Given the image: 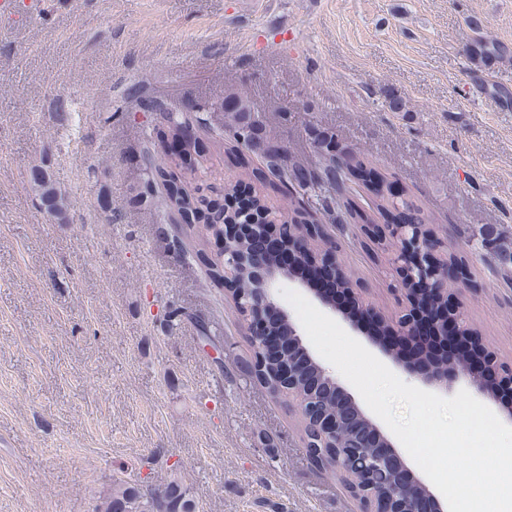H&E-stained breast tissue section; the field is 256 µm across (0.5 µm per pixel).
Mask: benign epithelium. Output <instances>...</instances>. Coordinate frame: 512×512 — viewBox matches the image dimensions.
<instances>
[{"instance_id":"7a95c632","label":"benign epithelium","mask_w":512,"mask_h":512,"mask_svg":"<svg viewBox=\"0 0 512 512\" xmlns=\"http://www.w3.org/2000/svg\"><path fill=\"white\" fill-rule=\"evenodd\" d=\"M393 225H381V238L392 244L398 257V272L403 282L418 279L431 290L429 297L444 301L448 309V323L453 331L466 330L468 336L481 348L484 362L474 361L468 352L454 350L442 360L428 364L413 356L398 351L396 346L384 341L379 333L391 335H416L421 330L417 321V289L401 288V301L405 310L396 320L385 317L378 309H360L362 288H346L342 284L344 265L338 252L330 250L322 256L321 250L308 245V238L295 235L288 244L297 245V250L307 256L308 265L299 273H286L290 264L286 258L276 265L265 263L257 269L252 263V254L258 249L260 236L251 241L248 252L228 257L224 261L227 274L224 287L232 288L233 272L247 269L255 284L252 303L242 305L240 298H232L233 306L244 322L247 334L255 336L267 332L268 324L261 320L270 308L278 311L279 321L288 323V344L282 346L278 337H266L265 353L269 361H275L285 352L298 351L303 361L315 365L319 381L309 387L307 394L299 393L293 385L292 373L284 374L279 383L268 386L275 397L288 395V404L300 419L309 423L313 431L305 436L304 448L309 459L318 467L336 470L349 493L359 502L361 512H442L439 499L418 478L404 480L393 458L384 449L391 442L366 413L354 396L348 392L330 371L316 358L307 346L290 313L279 306L276 291L282 282L288 281L301 288L324 309L344 321L355 332L368 337L369 342L380 349L390 362L408 377L415 379L429 390L444 393L453 391L459 382L472 389L477 398L501 419L512 424V364L501 360L483 342L482 337L469 321L460 289L466 287L476 293L478 285L469 278L468 267L453 261L444 267L438 266L426 255L421 246L419 226L400 224L394 236L388 235ZM357 422L363 431L350 437L355 448H374L377 452L375 464L362 456L350 459L335 450L333 439L344 422Z\"/></svg>"}]
</instances>
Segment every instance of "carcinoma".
<instances>
[{
	"instance_id": "obj_1",
	"label": "carcinoma",
	"mask_w": 512,
	"mask_h": 512,
	"mask_svg": "<svg viewBox=\"0 0 512 512\" xmlns=\"http://www.w3.org/2000/svg\"><path fill=\"white\" fill-rule=\"evenodd\" d=\"M162 114L157 141L145 149V178L132 201L148 199L157 180L169 176L174 194L170 201L184 224L197 229V257L206 263L211 280L224 283V265L214 259L224 251L239 253L249 248L247 236L224 240L226 224H401L423 226L422 246H435L432 220L407 193H397L393 182L367 165L355 149L340 144L336 134L317 128L312 146L319 158L310 164L288 146L266 135V115L256 110L248 95L229 88L215 101L195 100L191 111L164 102H151ZM219 111L224 138L207 144L199 132L208 130L209 113ZM224 151L228 163L239 169L240 177L222 186L211 180L213 157ZM42 205L57 219L68 211L67 198L48 173L34 175ZM252 192L251 208L225 210L224 201L236 196L239 186ZM363 185L372 198L361 205ZM280 194L275 200L270 192ZM251 356L243 361L247 369L260 365L262 339L249 337ZM93 512H195L189 489L172 477L158 485L117 482L96 501Z\"/></svg>"
}]
</instances>
